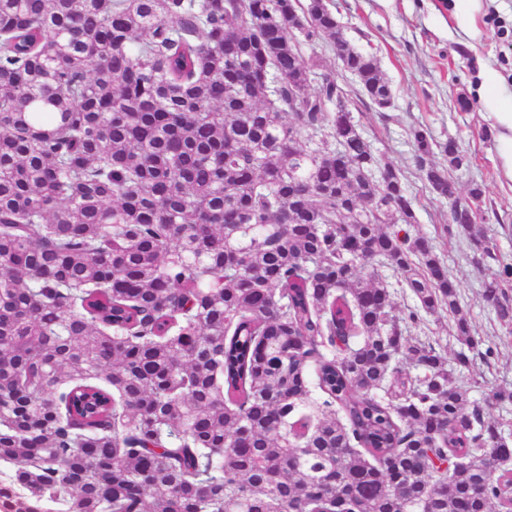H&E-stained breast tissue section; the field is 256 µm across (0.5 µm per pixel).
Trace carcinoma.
Instances as JSON below:
<instances>
[{
  "label": "carcinoma",
  "instance_id": "carcinoma-1",
  "mask_svg": "<svg viewBox=\"0 0 512 512\" xmlns=\"http://www.w3.org/2000/svg\"><path fill=\"white\" fill-rule=\"evenodd\" d=\"M0 0V462L16 512H512V447L425 316L492 348L335 76L324 0ZM340 101L344 112L330 104ZM443 233L454 195L413 130ZM451 166L468 162L442 146ZM414 304L400 309L380 273ZM512 265L485 282L512 327ZM320 391L309 409L312 389Z\"/></svg>",
  "mask_w": 512,
  "mask_h": 512
}]
</instances>
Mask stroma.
I'll list each match as a JSON object with an SVG mask.
<instances>
[{
    "label": "stroma",
    "instance_id": "1",
    "mask_svg": "<svg viewBox=\"0 0 512 512\" xmlns=\"http://www.w3.org/2000/svg\"><path fill=\"white\" fill-rule=\"evenodd\" d=\"M351 45L377 56L393 99L380 109L363 102L355 78L338 65L328 39L305 43V62L316 72L335 73L355 99L353 116L369 136L382 164L399 172L414 199L412 233L426 237L448 268L460 293L461 307L473 335L494 347L489 361L455 368L453 379L472 400H483L496 387L512 389V339L484 296V284L500 263H512V182L500 174V162L487 109L479 98V73L493 67L500 76L498 94L512 104V0H480L472 22L456 17L454 0H325ZM468 98L461 109L459 98ZM423 127L440 143L455 140L468 155L459 169L437 153L457 196L472 185L483 188L477 226L497 247V260L477 263L472 241L445 237L448 199L432 193L415 162L413 129Z\"/></svg>",
    "mask_w": 512,
    "mask_h": 512
}]
</instances>
